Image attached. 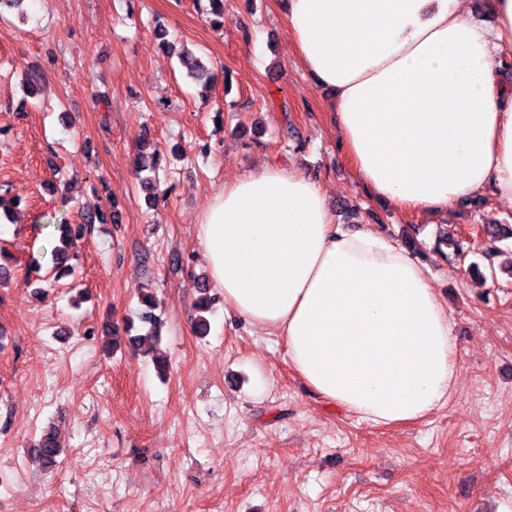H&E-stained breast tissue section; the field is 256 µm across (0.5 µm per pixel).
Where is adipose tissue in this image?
I'll return each mask as SVG.
<instances>
[{
    "label": "adipose tissue",
    "mask_w": 512,
    "mask_h": 512,
    "mask_svg": "<svg viewBox=\"0 0 512 512\" xmlns=\"http://www.w3.org/2000/svg\"><path fill=\"white\" fill-rule=\"evenodd\" d=\"M301 65L333 98L355 177L401 210L484 192L512 202V0H283ZM197 238L224 303L282 336L328 403L376 426L415 422L456 390L457 346L430 271L400 243L344 230L319 183L268 163L225 184Z\"/></svg>",
    "instance_id": "obj_1"
}]
</instances>
